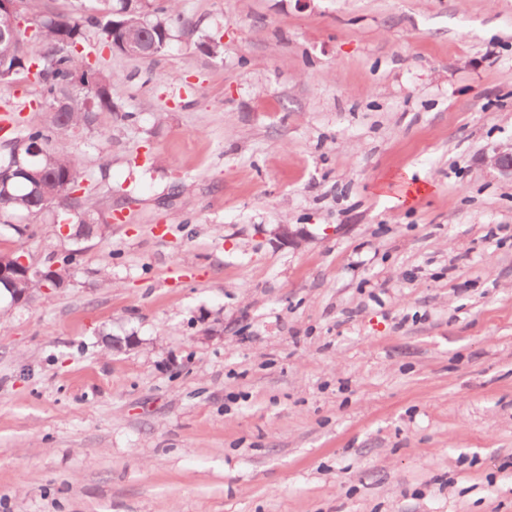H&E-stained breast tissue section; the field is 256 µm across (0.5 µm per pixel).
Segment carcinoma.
Masks as SVG:
<instances>
[{"instance_id":"cac0c4a2","label":"carcinoma","mask_w":512,"mask_h":512,"mask_svg":"<svg viewBox=\"0 0 512 512\" xmlns=\"http://www.w3.org/2000/svg\"><path fill=\"white\" fill-rule=\"evenodd\" d=\"M70 14L54 10L50 0H21L22 9L8 23L10 33L0 41V83L10 84L18 76L32 77L40 88L36 105L49 115L47 124L18 129L10 149L25 148L36 142L44 146L37 158L36 177L10 166L11 155L0 157V218L23 214L37 217L60 207L66 219L75 225L76 239L102 235L109 228L96 216L91 200L78 196L80 157L55 143L62 129L89 125L101 112H114L112 79L97 69L78 51L88 29L96 31L99 41L110 50L127 54L129 44L145 43L153 47L149 55L168 48L174 28L181 24L179 0H77ZM31 44L43 46L32 58ZM80 250L66 252L60 266L46 278L34 273H15L11 282L23 299L49 284L62 288L68 282L70 267L77 263Z\"/></svg>"}]
</instances>
